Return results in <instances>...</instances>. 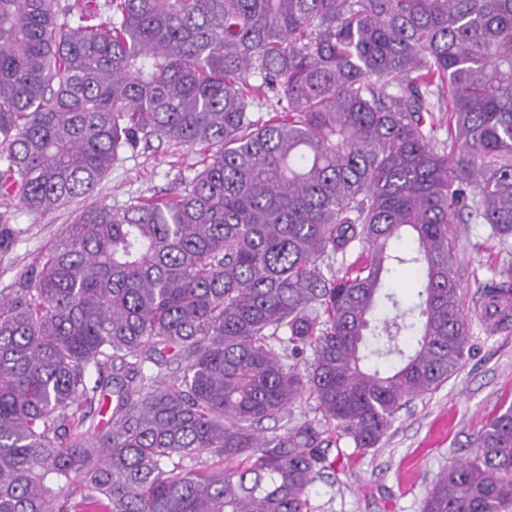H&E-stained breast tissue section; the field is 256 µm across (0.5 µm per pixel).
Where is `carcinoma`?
<instances>
[{
	"mask_svg": "<svg viewBox=\"0 0 512 512\" xmlns=\"http://www.w3.org/2000/svg\"><path fill=\"white\" fill-rule=\"evenodd\" d=\"M153 140L190 185L82 210L0 299V512H310L472 350L449 228L512 246V0H0L1 197ZM474 445L421 512H512V406ZM393 291L397 293L399 298L405 303L410 304L415 301L416 279L414 272L409 267L398 268L392 275L390 280Z\"/></svg>",
	"mask_w": 512,
	"mask_h": 512,
	"instance_id": "carcinoma-1",
	"label": "carcinoma"
}]
</instances>
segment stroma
<instances>
[{"label": "stroma", "mask_w": 512, "mask_h": 512, "mask_svg": "<svg viewBox=\"0 0 512 512\" xmlns=\"http://www.w3.org/2000/svg\"><path fill=\"white\" fill-rule=\"evenodd\" d=\"M194 149L151 142L124 153L86 197L42 214L0 198V296L12 294L21 276L36 268L47 249L86 206H123L188 187L202 167ZM463 271L464 312L479 308L481 284L498 279L506 260L483 224H455ZM472 351L438 389L412 401L396 416L377 447L361 450L341 439L328 451L332 476L309 489L312 512H420L440 474L471 455L472 443L501 408L512 405V328L486 334L472 328Z\"/></svg>", "instance_id": "obj_1"}]
</instances>
